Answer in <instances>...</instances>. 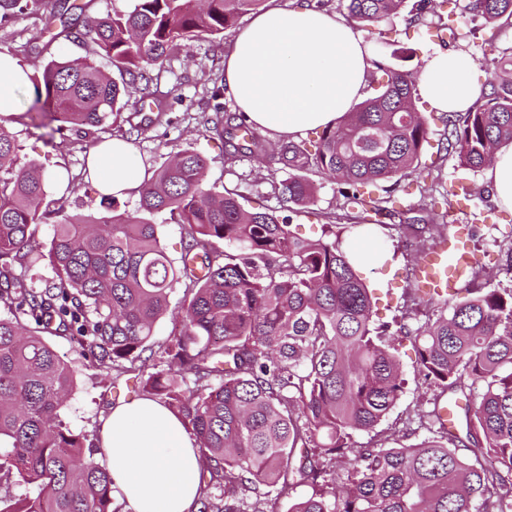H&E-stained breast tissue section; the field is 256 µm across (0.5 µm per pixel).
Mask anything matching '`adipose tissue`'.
Here are the masks:
<instances>
[{
  "mask_svg": "<svg viewBox=\"0 0 512 512\" xmlns=\"http://www.w3.org/2000/svg\"><path fill=\"white\" fill-rule=\"evenodd\" d=\"M373 54L353 25L299 4L275 7L236 34L224 55V89L256 127L292 137L352 110ZM417 87L439 112L466 111L484 90L464 52L428 55ZM86 167L105 196H130L149 177L120 137L97 145ZM100 446L129 512H192L201 460L180 419L163 404L141 399L114 407Z\"/></svg>",
  "mask_w": 512,
  "mask_h": 512,
  "instance_id": "adipose-tissue-1",
  "label": "adipose tissue"
}]
</instances>
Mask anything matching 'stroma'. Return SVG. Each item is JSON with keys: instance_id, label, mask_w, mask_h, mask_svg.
<instances>
[{"instance_id": "35a3bbf8", "label": "stroma", "mask_w": 512, "mask_h": 512, "mask_svg": "<svg viewBox=\"0 0 512 512\" xmlns=\"http://www.w3.org/2000/svg\"><path fill=\"white\" fill-rule=\"evenodd\" d=\"M447 15L448 9L443 6L437 13L414 23L405 10L392 19L363 26L361 33L371 43L384 44L386 52L402 57L404 66L416 71L427 55L442 49L437 31ZM459 25L460 37L451 42V49L471 55L479 78L489 79L496 69L499 51L512 48V26L492 28L481 17L469 13L462 14ZM234 36V30H227L223 46L202 40L196 42L192 57L176 52L165 62L158 90L167 95L172 104L170 124L155 123L154 113L143 108L139 85L132 84L127 89L128 110L123 114L122 126L95 132L85 138L80 147L75 144L76 132L54 137L49 128L35 125L29 115L34 91L29 86L18 89L17 113L6 117L5 123L17 135L19 165L34 161L46 171L63 169L72 177L66 188L49 185L46 201L50 208H59L68 214L100 210L102 197L84 172L88 150L123 129L129 131L135 155L148 171H155L179 151L192 148L209 161L207 183L239 191L247 205L279 210L280 205L271 193V183L288 176L287 165L280 161L287 138L257 130L261 150H241L236 162L228 166L224 163L223 139L209 130L214 116L209 91L224 75V46L232 42ZM422 112L433 145L421 159V174L395 191V216L384 218L382 226L376 227L374 233H354L345 239L346 247L352 250L366 253L382 250L389 256L386 265L367 264L359 268L372 291L375 320L380 324L400 319L408 310L424 314L425 299L413 296L410 290L415 261L423 248L434 245L460 225L470 230L474 266L482 279L493 288H512V211L498 205L484 170L464 167L455 155L436 149V141L443 138L444 125L439 113L430 107H423ZM316 184L314 203L294 208L289 213L297 232L308 238L321 236L327 216L340 219L345 215L335 183L320 177ZM437 212L444 214L445 222L435 227L431 220ZM408 223L416 225V233L405 234L404 226ZM50 342L77 369V386L67 399L61 417L73 429L82 431L90 444H97L103 421L112 407L140 399V378L130 372L112 379L80 358L75 343L68 337L54 336ZM397 350L406 384L380 429L393 434L400 443L415 444L427 435L426 430L419 428L417 417L429 410L433 392L417 373L416 341L405 338Z\"/></svg>"}]
</instances>
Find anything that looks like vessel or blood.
Returning <instances> with one entry per match:
<instances>
[{
    "instance_id": "1",
    "label": "vessel or blood",
    "mask_w": 512,
    "mask_h": 512,
    "mask_svg": "<svg viewBox=\"0 0 512 512\" xmlns=\"http://www.w3.org/2000/svg\"><path fill=\"white\" fill-rule=\"evenodd\" d=\"M470 261L463 233H454L419 257L413 283L427 298L454 296Z\"/></svg>"
}]
</instances>
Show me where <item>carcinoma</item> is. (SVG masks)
<instances>
[{
    "mask_svg": "<svg viewBox=\"0 0 512 512\" xmlns=\"http://www.w3.org/2000/svg\"><path fill=\"white\" fill-rule=\"evenodd\" d=\"M263 0H133L104 17H72L69 0H0V26L20 15L59 22L40 48L8 50L22 63L33 51L49 58L31 76L34 106L64 130L89 134L127 109V81L142 85L157 117L169 105L154 81L176 50L200 38L220 41L241 14ZM406 0H350L347 21L379 22ZM436 0H414L411 21L436 12ZM464 9L488 25L512 24V0H468ZM91 44L119 72L70 59L55 42ZM367 96L323 127L312 147L284 146L298 173L273 183L286 208L315 202L305 173L333 179L350 215L306 239L273 210L246 208L234 190L208 186V161L187 148L144 183L135 208L106 198L96 216L62 215L46 250L39 225L58 214L43 207L48 179L17 166L16 134L0 124V475L31 486L22 499L0 496V512H121L112 480L61 419L76 371L49 342L67 336L106 372L141 375L145 396L182 421L205 462L198 512H275L295 476L312 493L290 512H512V289L475 288L427 320L399 324L395 336L419 343L417 371L433 388L432 409L419 416L430 436L416 445H361L360 432L383 422L405 380L388 328L375 326L372 293L342 246L343 233H370L391 216L392 192L417 173L430 146L413 71L372 61ZM489 92L465 112L441 114L443 149L472 169L488 166L512 144V52L501 56ZM219 134L236 138L245 120ZM184 230L181 263L161 245L156 219ZM47 264L48 279L36 278ZM183 288L181 333L159 346L157 369L144 372L154 324ZM466 437L474 459L460 458L458 437L439 421L447 393L470 400ZM341 461L347 475L329 486Z\"/></svg>",
    "mask_w": 512,
    "mask_h": 512,
    "instance_id": "obj_1",
    "label": "carcinoma"
}]
</instances>
